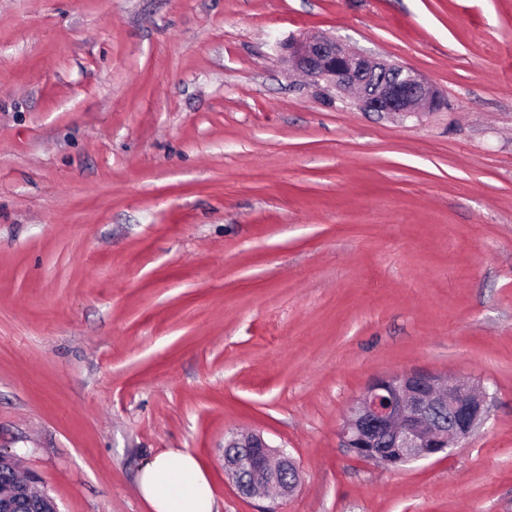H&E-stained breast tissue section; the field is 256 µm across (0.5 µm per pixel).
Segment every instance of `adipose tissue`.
<instances>
[{"label": "adipose tissue", "instance_id": "ef3b65f1", "mask_svg": "<svg viewBox=\"0 0 512 512\" xmlns=\"http://www.w3.org/2000/svg\"><path fill=\"white\" fill-rule=\"evenodd\" d=\"M137 492L152 512H214L211 483L197 458L181 450L157 454L141 467Z\"/></svg>", "mask_w": 512, "mask_h": 512}]
</instances>
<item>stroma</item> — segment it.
<instances>
[{
    "mask_svg": "<svg viewBox=\"0 0 512 512\" xmlns=\"http://www.w3.org/2000/svg\"><path fill=\"white\" fill-rule=\"evenodd\" d=\"M307 34L444 107L289 73ZM409 371L484 384L485 424L350 455L349 404ZM247 432L292 496L225 477ZM169 448L216 512H512V0H0V449L59 512H151ZM288 70L349 95L365 112L415 116L441 107L439 93L412 67L351 51L309 34L281 44ZM224 448H241V453L224 450V471L238 492L262 498L274 491L282 497L295 492L299 471L286 448L271 446L260 434H234ZM288 474V479L283 475Z\"/></svg>",
    "mask_w": 512,
    "mask_h": 512,
    "instance_id": "obj_1",
    "label": "stroma"
}]
</instances>
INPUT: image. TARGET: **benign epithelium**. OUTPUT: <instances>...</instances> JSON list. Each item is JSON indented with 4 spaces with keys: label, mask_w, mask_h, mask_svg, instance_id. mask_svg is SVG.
<instances>
[{
    "label": "benign epithelium",
    "mask_w": 512,
    "mask_h": 512,
    "mask_svg": "<svg viewBox=\"0 0 512 512\" xmlns=\"http://www.w3.org/2000/svg\"><path fill=\"white\" fill-rule=\"evenodd\" d=\"M288 69L325 82L352 97L365 112L415 116L441 107L439 93L412 67L351 51L309 34L281 44ZM493 395L478 383L447 382L437 375L404 372L377 378L354 400L339 427L356 457L398 467L450 452L487 420ZM225 447L224 471L238 492L262 498L295 492L299 471L284 448L261 435L234 434Z\"/></svg>",
    "instance_id": "obj_1"
}]
</instances>
